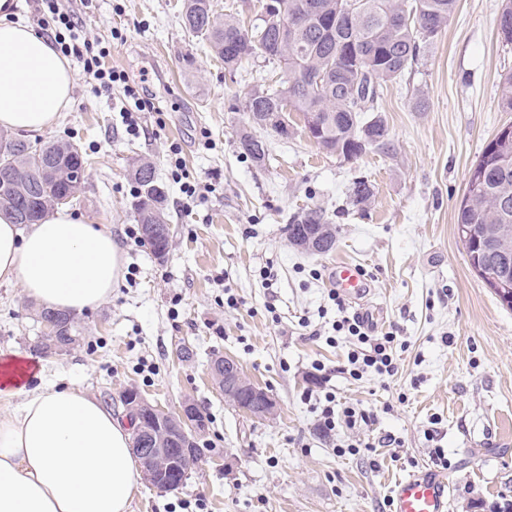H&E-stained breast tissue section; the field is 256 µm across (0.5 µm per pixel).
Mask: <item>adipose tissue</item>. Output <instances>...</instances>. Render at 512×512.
<instances>
[{
  "label": "adipose tissue",
  "mask_w": 512,
  "mask_h": 512,
  "mask_svg": "<svg viewBox=\"0 0 512 512\" xmlns=\"http://www.w3.org/2000/svg\"><path fill=\"white\" fill-rule=\"evenodd\" d=\"M0 0V128L40 134L68 107L73 74L52 41ZM123 257L111 233L64 210L21 231L0 215V281L80 313L112 297ZM0 354V512H131L140 472L130 430L75 385L37 383Z\"/></svg>",
  "instance_id": "ef3b65f1"
}]
</instances>
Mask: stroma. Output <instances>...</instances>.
Instances as JSON below:
<instances>
[{
    "instance_id": "35a3bbf8",
    "label": "stroma",
    "mask_w": 512,
    "mask_h": 512,
    "mask_svg": "<svg viewBox=\"0 0 512 512\" xmlns=\"http://www.w3.org/2000/svg\"><path fill=\"white\" fill-rule=\"evenodd\" d=\"M63 3L82 37L105 50L106 65L125 71L156 109L140 113V132L130 134L121 87L95 95L94 77L73 58L66 112L32 137L80 145L88 166L69 209L105 225L124 257L111 301L80 313L79 346L41 356L44 375L82 386L119 419V396L133 386L172 413L193 401L209 421L199 440L208 454L186 485L166 493L141 485L132 512H385L393 482L434 466L436 448L450 461L449 512H488L512 499V310L472 270L456 233L470 167L512 124L499 105L501 76L512 71V45L497 27L503 0H458L449 26L389 84L377 108L392 154L340 161L307 137L294 113L289 139L261 131L269 150L262 166L237 146L259 63L225 72L185 37L181 0ZM174 146L200 196L186 198L173 177ZM142 159L156 168L175 229L162 261L142 246L135 218L129 170ZM361 174L374 196L355 206L347 189ZM314 207L337 227L325 255L292 246L285 230ZM343 262L367 274L368 301L382 309L378 333L398 332L394 376L352 379L344 371L348 339L326 341L343 314L328 297L330 271ZM228 289L237 307L225 305ZM269 302L279 322L266 312ZM36 309L20 286L0 282V350L33 353ZM303 318L308 327H299ZM182 343L193 350L183 363L175 357ZM224 354L277 398L273 420L253 421L225 402L209 371L212 356ZM316 363L329 383L312 381ZM328 390L374 411L372 438L393 436L397 447L338 453L352 435L320 431L317 401Z\"/></svg>"
}]
</instances>
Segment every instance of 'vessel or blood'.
Listing matches in <instances>:
<instances>
[{
	"mask_svg": "<svg viewBox=\"0 0 512 512\" xmlns=\"http://www.w3.org/2000/svg\"><path fill=\"white\" fill-rule=\"evenodd\" d=\"M333 279L341 294L362 305L366 288L358 266L338 264ZM359 315L367 325L376 322L375 312L363 305ZM448 486L447 476L430 467L399 477L392 486L388 512H448Z\"/></svg>",
	"mask_w": 512,
	"mask_h": 512,
	"instance_id": "b4317fda",
	"label": "vessel or blood"
}]
</instances>
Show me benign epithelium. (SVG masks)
Returning <instances> with one entry per match:
<instances>
[{
	"mask_svg": "<svg viewBox=\"0 0 512 512\" xmlns=\"http://www.w3.org/2000/svg\"><path fill=\"white\" fill-rule=\"evenodd\" d=\"M503 304L512 305V262L504 257L490 275ZM211 372L218 389L230 405L259 420H270L277 412V401L267 389L254 383L231 356H217L212 360ZM126 417L134 420L133 454L141 460L144 480L160 492L179 490L184 482L172 483L170 474L189 472L200 460L197 435L205 429V417L193 402L186 401L176 414L154 406L134 388L123 392ZM180 446L172 454L169 445Z\"/></svg>",
	"mask_w": 512,
	"mask_h": 512,
	"instance_id": "7a95c632",
	"label": "benign epithelium"
}]
</instances>
